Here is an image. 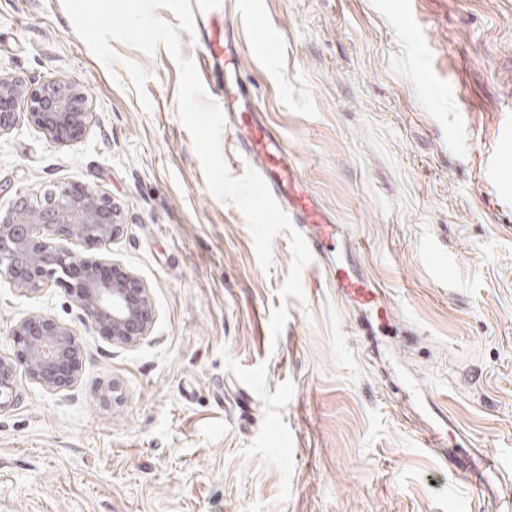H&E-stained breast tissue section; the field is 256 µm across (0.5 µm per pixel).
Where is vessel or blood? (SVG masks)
Returning <instances> with one entry per match:
<instances>
[{"label":"vessel or blood","mask_w":512,"mask_h":512,"mask_svg":"<svg viewBox=\"0 0 512 512\" xmlns=\"http://www.w3.org/2000/svg\"><path fill=\"white\" fill-rule=\"evenodd\" d=\"M218 3L219 0H190L204 59L222 71L220 103L240 152L253 162L290 222L305 229L311 254L325 260L337 296L377 321L390 319L391 307L383 289L354 260H328L329 248L342 239L341 228L313 193L300 189L283 137L272 131L256 108L253 91L243 77L235 29L227 10L219 8Z\"/></svg>","instance_id":"b4317fda"}]
</instances>
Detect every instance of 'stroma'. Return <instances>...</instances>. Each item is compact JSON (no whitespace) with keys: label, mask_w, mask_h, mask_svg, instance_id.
I'll list each match as a JSON object with an SVG mask.
<instances>
[{"label":"stroma","mask_w":512,"mask_h":512,"mask_svg":"<svg viewBox=\"0 0 512 512\" xmlns=\"http://www.w3.org/2000/svg\"><path fill=\"white\" fill-rule=\"evenodd\" d=\"M230 20L259 111L395 322L366 343L316 261L304 300L281 299L289 234L262 271L245 215L207 187L165 46L114 40L105 63L63 0H0V75L71 84L91 114L73 146L23 119L0 136V216L62 186L110 197L120 232L74 249L155 310L125 347L65 288L0 280V357L36 314L84 353L63 390L17 370L0 512H494L512 483L457 480L402 383L446 410L449 448L512 464V0H258Z\"/></svg>","instance_id":"1"}]
</instances>
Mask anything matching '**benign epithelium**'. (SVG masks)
I'll return each mask as SVG.
<instances>
[{
    "instance_id": "7a95c632",
    "label": "benign epithelium",
    "mask_w": 512,
    "mask_h": 512,
    "mask_svg": "<svg viewBox=\"0 0 512 512\" xmlns=\"http://www.w3.org/2000/svg\"><path fill=\"white\" fill-rule=\"evenodd\" d=\"M52 141L67 146L80 141L89 121L84 96L72 85L48 80L29 85L0 75V137L16 115ZM120 229L112 201L92 190L66 187L44 200L20 196L0 218V277L22 294H36L51 284L71 293L87 318L110 330L112 342L136 346L150 336L154 307L148 288L132 273L112 265V278L91 259L62 246L64 241L107 245ZM15 358H0V408L16 405V366L42 386H72L82 369L83 349L74 331L48 314L20 321L13 330Z\"/></svg>"
}]
</instances>
